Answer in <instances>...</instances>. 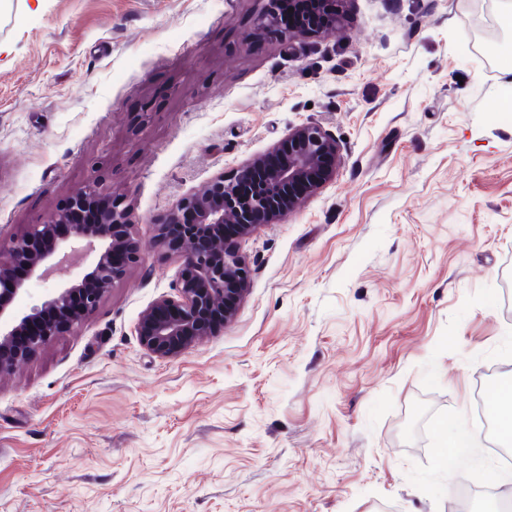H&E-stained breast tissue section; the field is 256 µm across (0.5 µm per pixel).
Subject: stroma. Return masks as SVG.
<instances>
[{"instance_id": "35a3bbf8", "label": "stroma", "mask_w": 512, "mask_h": 512, "mask_svg": "<svg viewBox=\"0 0 512 512\" xmlns=\"http://www.w3.org/2000/svg\"><path fill=\"white\" fill-rule=\"evenodd\" d=\"M261 0H10L0 10V236L91 181L141 262L0 378V512H478L512 497L478 390L512 378V50L501 0H348L318 39ZM335 179L243 242L249 294L175 358L137 323L176 296L154 219L294 126ZM454 419L482 440L441 453Z\"/></svg>"}]
</instances>
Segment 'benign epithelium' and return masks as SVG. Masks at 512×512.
<instances>
[{"instance_id": "benign-epithelium-1", "label": "benign epithelium", "mask_w": 512, "mask_h": 512, "mask_svg": "<svg viewBox=\"0 0 512 512\" xmlns=\"http://www.w3.org/2000/svg\"><path fill=\"white\" fill-rule=\"evenodd\" d=\"M297 0H265L256 26L261 31L317 37L345 19L346 0H311L322 5V25L308 26L297 13L281 28V9ZM339 154L333 136L322 126L292 127L264 155L235 171L213 176L206 186L179 198L155 223V239L180 255L177 295L160 297L141 315L137 336L149 353L175 357L231 322L249 292V266L241 243L263 224L301 208L336 175ZM94 219L78 224L82 211ZM179 224L181 238L167 229ZM121 199L94 181L72 196L46 224H31L0 249V375L35 354L52 336L79 327L104 294L141 260ZM92 249L84 275L66 277L70 264L82 259L79 246ZM58 274L41 303L20 312L14 301L28 282Z\"/></svg>"}]
</instances>
